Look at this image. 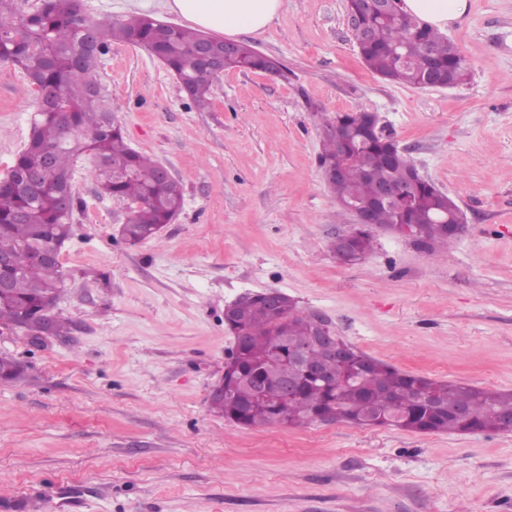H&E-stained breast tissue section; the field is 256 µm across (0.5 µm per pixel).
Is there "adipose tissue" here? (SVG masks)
Instances as JSON below:
<instances>
[{
    "instance_id": "adipose-tissue-1",
    "label": "adipose tissue",
    "mask_w": 512,
    "mask_h": 512,
    "mask_svg": "<svg viewBox=\"0 0 512 512\" xmlns=\"http://www.w3.org/2000/svg\"><path fill=\"white\" fill-rule=\"evenodd\" d=\"M170 11L194 27L231 36L264 30L282 7V0H167ZM405 10L438 30L465 14L467 0H404Z\"/></svg>"
}]
</instances>
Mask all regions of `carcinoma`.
Masks as SVG:
<instances>
[{"label":"carcinoma","instance_id":"1","mask_svg":"<svg viewBox=\"0 0 512 512\" xmlns=\"http://www.w3.org/2000/svg\"><path fill=\"white\" fill-rule=\"evenodd\" d=\"M14 0H0V62L24 73L37 90L54 96L38 98L39 119L9 174L18 183L38 175L42 191L30 196L0 188V254L13 258L12 288L0 292V326L48 314L47 299L58 297L64 283L59 264H35L34 254L72 235L70 216L61 212L59 193L70 188L74 162L88 158L99 192L133 207L122 236L134 246L158 235L183 204L179 183L159 175V164L131 149L115 107L98 72V57L83 52L82 27L95 30L101 49L125 43L146 50L183 84L195 106L211 105L216 73L200 67L203 32L158 23L147 16L88 21L77 0H41L37 11L16 18ZM361 15L369 39L358 44L367 67L383 79L421 88L431 75L451 85L465 80V60L453 44L413 14L400 9L381 13L372 0H348ZM267 58L245 44L224 60V70L265 71ZM321 168L341 163L345 174L329 185L340 203L371 201L382 182L403 184L415 177L413 160L390 136H380L365 111L338 113L323 121ZM415 201L403 210L376 211V223L419 226L417 241L428 245L453 236L442 223L458 204L430 182L414 186ZM346 242L365 258L374 250L371 234L354 231ZM246 342L230 354L232 372L224 373V407L219 414L243 427H289L317 421H343L357 427L395 426L421 433L465 434L503 430L512 415V391L435 380L403 372L346 346L336 382L322 385L301 373L289 355L311 335L307 313L283 297L272 305L265 293L245 298L244 305L224 318ZM26 373L17 359L0 355V383H15ZM298 385L297 396L281 399L279 380Z\"/></svg>","mask_w":512,"mask_h":512}]
</instances>
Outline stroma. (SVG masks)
Returning <instances> with one entry per match:
<instances>
[{
    "label": "stroma",
    "mask_w": 512,
    "mask_h": 512,
    "mask_svg": "<svg viewBox=\"0 0 512 512\" xmlns=\"http://www.w3.org/2000/svg\"><path fill=\"white\" fill-rule=\"evenodd\" d=\"M78 3L89 20L182 22L165 0ZM347 12V0H283L236 40L287 78L228 71L204 112L145 50L100 55L128 145L171 171L184 206L128 245L121 203L77 161L53 309L67 329L35 345L0 326V354L28 366L0 385V512H512V431L247 428L209 408L233 344L224 308L268 290L399 370L512 390V0H468L449 26L467 67L452 88L373 73ZM37 98L0 63V177ZM356 109L455 200L462 235L424 246L380 229L364 260L337 259L353 218L324 180L320 126Z\"/></svg>",
    "instance_id": "obj_1"
}]
</instances>
